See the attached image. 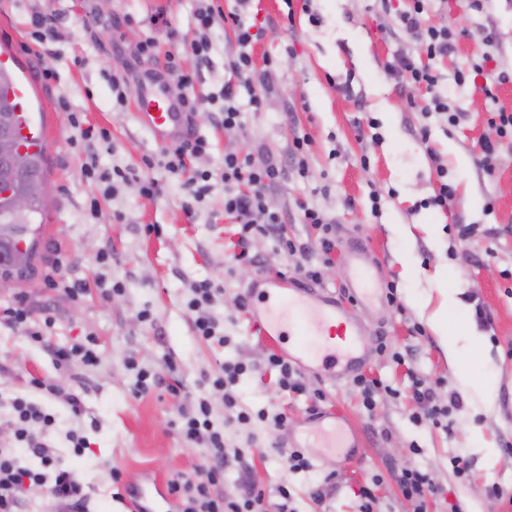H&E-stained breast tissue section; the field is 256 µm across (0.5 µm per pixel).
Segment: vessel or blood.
<instances>
[{
    "label": "vessel or blood",
    "instance_id": "obj_1",
    "mask_svg": "<svg viewBox=\"0 0 512 512\" xmlns=\"http://www.w3.org/2000/svg\"><path fill=\"white\" fill-rule=\"evenodd\" d=\"M9 96L19 116L18 136L25 150L36 151L47 143L43 128L27 114L32 104L30 81L14 82ZM140 120L160 143H168L186 122L164 93L149 90L140 97ZM358 247H349V287L359 303L373 302L379 287L373 275L358 262ZM252 325L259 335L276 342L287 340L288 358L293 362L323 369L341 379L358 372L365 361L364 338L367 329L333 299L312 287H288L285 280L261 277L249 290ZM295 448L354 447L355 436L347 419L336 412L316 413L300 435L291 437Z\"/></svg>",
    "mask_w": 512,
    "mask_h": 512
}]
</instances>
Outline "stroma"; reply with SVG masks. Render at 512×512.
Instances as JSON below:
<instances>
[{
	"mask_svg": "<svg viewBox=\"0 0 512 512\" xmlns=\"http://www.w3.org/2000/svg\"><path fill=\"white\" fill-rule=\"evenodd\" d=\"M197 5L0 0V45L14 54L18 74L37 82L34 112L47 133L53 190L35 272L10 294L0 293V303L22 298L34 309H50L55 319L40 344L0 324V447L15 445L10 400L38 402L56 419L46 442L78 474L88 512H133L137 484L149 480L166 487L199 463L204 450L183 441L175 427L179 414L202 393L204 379L222 375L225 363L242 362L249 370L236 388L240 407L287 413L292 434L316 412L336 411L351 421L358 446L348 462L335 452L309 449L313 470L292 471L284 434L262 423L248 431L229 423L222 393L212 390L207 395L215 427L228 447L248 451L244 464L225 470L219 492L237 494L246 477L264 490L267 512H280L282 485L291 492L292 512H359L358 491L370 484L375 512H412L392 470L417 467L429 472L435 486L427 512H452L456 505L462 512H512V453L504 448L512 442V146L502 147L494 173L479 164L481 143L498 139L490 113L512 110V0H428L425 25L456 34L453 51L434 58L421 52L416 32L399 24L411 0H251L245 24L259 20L265 26L253 44V63L272 72L258 89L260 107L240 94L244 119L231 130L215 121L205 100L233 78L227 63L237 48V29L229 22L212 28L213 49L208 59H199L189 48ZM159 11L166 25L151 24ZM37 12L59 17L56 40H33L30 17ZM148 39L156 48L141 54L139 46ZM171 54L203 101L187 132L176 138L207 141L206 152L186 165L212 175V191L190 217L183 211L184 175L165 169L162 145L137 118L146 88L181 99L166 69ZM401 54L439 77L450 111L460 115L457 125L435 112L425 86L391 70ZM479 63L480 83H457L460 69ZM116 74L124 80L121 103L112 94ZM485 83L495 87V98L482 92ZM88 127L105 132L90 146L81 137ZM423 127L431 133L426 143L419 137ZM298 135L308 144L296 164L291 151ZM90 150L100 168L153 177L162 193L146 197L137 184L121 181L105 191L82 173ZM259 150L288 164L266 194L286 237L317 247L318 229L302 219L307 207L336 226L340 246L317 287L369 329L363 372L392 388L378 394L372 411L362 408L351 379L338 381L324 372L304 371L305 394L282 391L266 361L287 351V343L259 336L239 308L257 277L292 273L303 261L262 236L250 242L260 266L236 259L239 227L224 213V155ZM438 163L455 190L445 209L430 204L440 187ZM462 224L475 228L464 240L457 235ZM352 242L364 244L361 262L380 282L396 284L395 303L352 301L344 250ZM105 251L112 254L107 264L100 260ZM52 269L86 282L82 300L71 301L50 286L46 275ZM202 279L222 289L208 309L218 324L210 340L198 335L186 308L191 284ZM116 281L121 291L103 295L101 284ZM452 296L460 302L448 312L460 353L455 360L429 323ZM478 303L491 326L477 320ZM89 336L99 353L95 366L56 359L58 347ZM382 339L404 355V363L378 351ZM473 362L482 364L484 384L462 381ZM141 370L163 378V385L134 395ZM416 377L435 388L441 404L459 399L447 426L414 422ZM37 379L55 385L56 394L35 389ZM318 391L325 397L316 403L311 395ZM69 393L80 398V413L65 402ZM72 431L88 442L83 455L71 451ZM457 456L469 465L462 477L452 466ZM114 469L121 473L116 482L110 479ZM494 484L502 497L489 495Z\"/></svg>",
	"mask_w": 512,
	"mask_h": 512,
	"instance_id": "35a3bbf8",
	"label": "stroma"
}]
</instances>
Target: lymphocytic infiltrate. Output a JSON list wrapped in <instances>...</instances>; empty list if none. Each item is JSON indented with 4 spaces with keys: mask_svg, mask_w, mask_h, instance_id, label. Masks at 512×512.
Masks as SVG:
<instances>
[{
    "mask_svg": "<svg viewBox=\"0 0 512 512\" xmlns=\"http://www.w3.org/2000/svg\"><path fill=\"white\" fill-rule=\"evenodd\" d=\"M254 39L248 27H239L238 52L228 62L237 81L225 84L220 94L223 104L219 109L218 121L228 130L239 126L243 119L237 100L239 89L253 90L258 76L251 55ZM283 176L282 164L271 155L225 153L222 176L224 211L240 226V261L255 263L256 258L250 254L248 247L256 234L274 240L286 253L308 255L307 246L282 237V218L266 205L267 191ZM303 218L305 223L319 228L322 235L316 262L299 266L298 272L305 279L317 282L322 278L323 265L329 262L337 246L336 227L329 224L323 214L311 208L305 209ZM0 323L41 342L47 330L53 327L54 317L47 310L33 314L24 301L15 300L0 305ZM246 371L244 364H228L224 367L223 375L211 382L214 390L223 392L224 406L231 412L233 420L242 426L259 421L274 430L287 429L286 414L265 410L253 413L238 407L233 388ZM11 407L14 437L33 459L38 460L40 467L35 470L25 466L14 449L0 448V512H20L29 493L43 487L49 488L57 512H87V498L77 474L42 439L43 433L53 426L54 415L21 397L14 398ZM180 431L189 445L208 450L207 456L195 468V480L179 479L168 486L169 494L179 498L181 512H264V492L250 483H243L239 494L234 496L215 494V487L224 481L225 461L242 459L245 451L226 448L223 434L214 430L211 424L206 399H198L196 405L183 414Z\"/></svg>",
    "mask_w": 512,
    "mask_h": 512,
    "instance_id": "lymphocytic-infiltrate-1",
    "label": "lymphocytic infiltrate"
}]
</instances>
